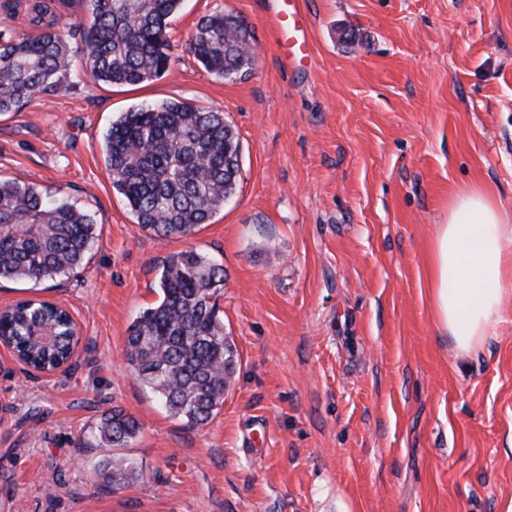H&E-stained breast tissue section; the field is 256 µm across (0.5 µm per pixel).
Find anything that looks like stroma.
Listing matches in <instances>:
<instances>
[{
    "label": "stroma",
    "mask_w": 512,
    "mask_h": 512,
    "mask_svg": "<svg viewBox=\"0 0 512 512\" xmlns=\"http://www.w3.org/2000/svg\"><path fill=\"white\" fill-rule=\"evenodd\" d=\"M311 53L279 57L261 0H184L168 71L140 86L82 79L0 115V178L21 176L96 222L91 262L0 281L68 309L81 354L24 370L0 347V512H501L512 499V295L469 356L427 293L436 224L480 184L512 216V0H303ZM239 16L256 62L227 81L186 43ZM218 109L240 139L237 192L188 238L161 240L113 189L105 134L142 104ZM224 266L238 352L218 414L191 428L137 381L129 328L169 254ZM121 409L141 430L113 492L82 447Z\"/></svg>",
    "instance_id": "35a3bbf8"
}]
</instances>
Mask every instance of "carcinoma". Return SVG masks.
I'll list each match as a JSON object with an SVG mask.
<instances>
[{
	"label": "carcinoma",
	"instance_id": "obj_1",
	"mask_svg": "<svg viewBox=\"0 0 512 512\" xmlns=\"http://www.w3.org/2000/svg\"><path fill=\"white\" fill-rule=\"evenodd\" d=\"M54 2L28 0L27 21L40 29L35 36L0 28V114L35 94L60 96L80 77L137 86L167 72L166 30L183 0H82L90 23L76 24L77 52L57 28ZM252 41L243 20L215 11L198 20L188 48L209 73L231 79L252 70ZM105 149L112 188L137 224L159 239L194 235L236 193L240 142L222 112L179 101L136 107L112 123ZM95 229L77 204L53 200L18 177L0 179V280L70 277L86 260ZM158 288V300L129 329L125 360L172 416L199 427L223 406L237 371L236 346L217 306L224 266L182 250L162 261ZM0 328L35 369L52 370L66 359L67 314L52 303L20 301L0 314ZM96 431L99 447L124 448L140 425L114 410ZM102 471L113 491L138 476L123 456L107 458Z\"/></svg>",
	"mask_w": 512,
	"mask_h": 512
}]
</instances>
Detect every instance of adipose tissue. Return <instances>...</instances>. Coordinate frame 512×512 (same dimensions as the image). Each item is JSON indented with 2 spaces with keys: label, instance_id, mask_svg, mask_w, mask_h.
Masks as SVG:
<instances>
[{
  "label": "adipose tissue",
  "instance_id": "adipose-tissue-1",
  "mask_svg": "<svg viewBox=\"0 0 512 512\" xmlns=\"http://www.w3.org/2000/svg\"><path fill=\"white\" fill-rule=\"evenodd\" d=\"M511 260L512 231L499 200L479 185L458 192L436 227L427 279L436 328L457 356L482 346L501 322Z\"/></svg>",
  "mask_w": 512,
  "mask_h": 512
}]
</instances>
